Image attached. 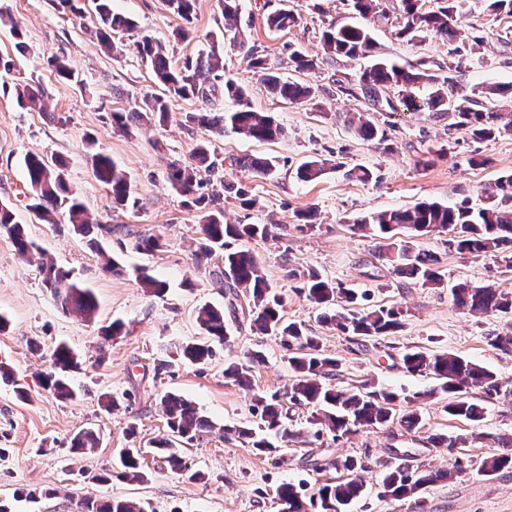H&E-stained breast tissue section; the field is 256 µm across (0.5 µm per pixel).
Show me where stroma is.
I'll return each mask as SVG.
<instances>
[{
    "label": "stroma",
    "instance_id": "35a3bbf8",
    "mask_svg": "<svg viewBox=\"0 0 512 512\" xmlns=\"http://www.w3.org/2000/svg\"><path fill=\"white\" fill-rule=\"evenodd\" d=\"M77 12L60 8L58 0H0L22 25L23 38L15 40L0 26V54L12 55L13 73H0V203L10 206L17 223L44 251L46 258L91 288L98 301L94 319L62 310L43 285L37 265L20 259L7 235L0 233V315L8 324L0 332V360L11 370L0 379V448L10 451L0 462V502L11 512H78L80 500L120 498L149 502L153 512H277L276 487L283 482L318 484L334 477V470L312 471L304 458L308 445L280 439L274 456L225 441L221 426L250 422L247 397L224 377V364L262 350L265 361L254 369L260 387L275 391L287 387L291 372L278 339L257 335L248 321L230 322V338L218 358L184 363L171 373L154 374V358L175 352L182 344L202 338L196 321L199 307H226L222 286L213 275L224 267L223 252L196 262L194 250L200 214L171 190L167 172L171 162L189 161L195 145L210 142L224 180L247 183L257 198L251 210L234 203L224 206L231 224H278L275 239L252 240L248 247L261 264L272 288L285 298V315L319 336L323 352L334 357L341 385L363 381L396 392L432 388L431 378L403 370L405 350L425 348L451 352L472 360L501 378L508 396L485 401L482 430L512 439V356L498 354L491 337L512 335V315L473 317L459 309L451 289L462 281L492 284L512 293V270L490 258L461 255L448 248L444 237L424 238L445 275L443 286L427 288L399 277L380 258L374 240L351 231L360 215L410 208L421 201L454 206L468 202L487 205L486 190L500 177L512 174V132L487 141H474L466 129L453 126L451 117L427 112H375L372 120L384 129L387 140L378 144L360 139L344 123L346 112L367 111L364 100L337 93L335 81L356 77L369 58L322 56L321 33L331 24L359 22L348 0H241L240 25L247 44L258 46L270 66L283 77L312 86L314 100L290 104L275 98L265 87L260 71L250 67L240 49H225L224 72L249 93L252 108L268 113L282 124L285 137L257 142L234 133L216 135L184 122L199 103L175 99L164 125H142L123 134L113 130L112 113L128 111L134 97L152 89L149 67L142 61L137 41L149 37L166 44L172 64H182L207 48L209 36L224 25L219 0H196L191 38L177 41L173 32L179 18L164 0H112L114 11L132 17L135 30L117 34L118 53L106 52L93 31L97 15L92 0H78ZM280 8L299 14L296 27L285 32L267 28L265 17ZM461 34L466 53L458 77L463 89L489 84L512 85V16H488L482 0H460ZM375 56L400 65L425 62L430 71L447 73L449 45L429 37L407 41L398 37L391 22L371 26ZM316 57L315 70L299 72L289 59L290 48ZM65 59L79 73L80 83L57 77L50 62ZM39 82L44 90L43 110L20 109L13 92L16 83ZM95 146H88V139ZM109 154L127 172L137 204L121 209L94 177L90 149ZM66 161L70 185L80 194L91 221L108 224L103 251L90 249L68 224H47L28 207L30 190L23 167L25 154ZM332 159L336 169L318 181L298 180V166L314 155ZM243 155L274 156L275 174L252 178L228 163ZM363 166L373 178L360 182L347 169ZM316 209L314 226L302 224L299 212ZM156 234L162 246L139 252L135 240ZM116 260L124 272H107V260ZM144 269L165 281L167 292L156 297L144 292L135 279ZM312 270L329 280L370 290L373 303L401 306L405 321L397 334L359 352L345 335L321 323L320 311L298 290L291 269ZM125 322L127 333L104 342L100 329L112 320ZM67 343L79 355L80 366L71 382L76 396L57 398L39 382L50 365L56 343ZM133 391L126 408L111 411L106 394ZM167 392L192 401L216 431L205 433L183 452L198 481L171 472L153 455L142 461L145 477L129 481L110 470L120 449L128 447V428L148 442L166 434L159 407ZM99 431L93 453H70V440L84 428ZM400 428L359 432L331 444L330 455L350 456L363 462L367 493L351 512H412L409 501L378 497V478L391 460L389 447H411ZM32 491L35 501H16L19 491ZM426 512H512V469L486 477L470 469L447 483L424 492Z\"/></svg>",
    "mask_w": 512,
    "mask_h": 512
}]
</instances>
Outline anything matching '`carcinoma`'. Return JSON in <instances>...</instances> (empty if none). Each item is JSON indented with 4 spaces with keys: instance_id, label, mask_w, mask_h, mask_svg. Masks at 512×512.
I'll list each match as a JSON object with an SVG mask.
<instances>
[{
    "instance_id": "obj_1",
    "label": "carcinoma",
    "mask_w": 512,
    "mask_h": 512,
    "mask_svg": "<svg viewBox=\"0 0 512 512\" xmlns=\"http://www.w3.org/2000/svg\"><path fill=\"white\" fill-rule=\"evenodd\" d=\"M112 0H94L98 18L97 38L113 47L112 35L129 32L136 28L134 21L112 10ZM421 0H353L354 10L365 19L389 20L395 14L398 34L409 40L429 36L452 42L459 35L457 0H442L435 10L424 11ZM168 10L184 23H191L196 0H165ZM239 0H224V29L212 39L209 50L187 60L177 68L170 63L166 46L153 39L138 44L139 54L151 69L154 82L162 86L163 93H144L134 99L129 112L112 113V124L127 129L140 122L165 123L169 119L168 102L171 99H197L204 107L185 115V122L196 124L217 135L226 131L244 135L257 141H271L283 133L265 112H257L248 103V93L231 79L224 80V94L236 102L230 112H213L208 108L214 82L221 79L224 71V52L220 46L229 44L246 49L249 64L265 71L264 80L270 92L288 102L311 99L310 86L284 79L268 66L258 48L245 47L237 18ZM299 16L291 10L281 9L266 16L265 23L271 30L287 31L298 24ZM325 54L350 59L369 56L374 40L369 29L361 25L344 24L329 28L322 34ZM429 85L423 96L416 95L418 85ZM394 89L397 101L382 98L384 91ZM336 90L347 96L361 97L375 112H395L402 106L412 112H431L442 116L447 111L457 118L456 125L467 128L473 139L487 141L503 130L512 129V112H500L479 102L477 96H512V86L490 87L486 91L467 93L458 87V81L448 74L438 76L423 67V63L397 66L378 60L360 71L354 83L336 80ZM18 107L31 109L42 105L43 92L28 82L15 85ZM348 123L359 137L386 140L380 129L362 112L348 118ZM231 164L247 171L254 177L266 178L277 170L275 157L242 156ZM28 186L32 194L30 209L39 219L53 224L59 214L67 219L74 234L88 239L92 247L99 245L98 236L112 232V228L94 224L87 215L79 194L70 187L65 173V163L50 162L44 157L28 153L23 157ZM331 160L312 156L297 169V177L305 182L322 178ZM91 167L96 180L112 193L114 203L121 207L136 205L127 173L112 157L94 152ZM216 162L212 158L210 144L202 142L192 150V161L173 162L169 166L168 179L171 188L185 198V203L201 212L196 234L195 256L201 260L216 250H224V271L216 278L224 287L228 309L238 314L243 307L240 292L252 301L250 325L264 336H274L288 351V364L293 377L282 391L268 392L254 380L253 368L263 361L261 352L248 353L246 361H230L224 365V378L241 387L248 394L249 411L258 420L257 428L229 426L224 428V439H238L256 453L272 455L280 451L269 440L268 434H285V421L295 406L312 408L308 423L312 426L310 438L304 444H315L329 436L333 439L348 437L364 429H384L399 425L402 435L422 433L423 415L418 404L440 393L448 395L444 406L448 415L470 422L477 427L484 420V408L471 401L468 395L478 390L492 398L502 393V383L496 374L483 366L453 353H430L411 350L402 356L407 372L429 375L439 386L423 392L397 394L387 389H377L365 381L352 388L335 383L338 364L324 353L319 337L309 334L302 324L289 321L284 314V297L273 291L262 266L248 248H231L233 240H266L277 236L276 224H228L224 222V199L232 198L243 209L256 204L248 186L219 181L222 191L212 188ZM490 196L500 198L497 204L475 209L467 204L448 206L437 202H421L406 210H387L362 216L355 220L352 229L378 241L381 258L392 263L393 271L423 286L437 288L444 283V274L437 266L438 260L419 244L418 238L426 234L448 236V247L459 254L474 257H490L512 268V174L503 176L492 187ZM408 230L406 238L397 236V230ZM0 232L12 240L18 255L27 261L39 262L45 287L60 307L91 319L98 305L93 292L69 281V274L54 264L43 261V252L30 241L22 225L15 221L12 210L0 204ZM300 280L298 289L307 299L325 310L322 320L336 326L342 334L356 344L365 345L381 337L392 336L404 326L403 310L398 306H363L365 293L348 288L341 283L323 278L314 272L291 273ZM137 281L148 292L160 297L166 286L143 271ZM453 302L468 313L481 315H512V294L505 293L492 284L472 285L459 283L452 288ZM197 322L212 341L222 345L228 335L224 311L204 305L197 311ZM214 356V347L206 343H187L182 347L183 359L191 363H205ZM78 367L76 354L65 344L58 345L51 356L50 369L43 374L44 386L57 397L67 400L74 396L68 374ZM161 407L169 435L154 441L153 452L159 455L170 469L191 480L201 479L198 472H190L191 466L177 448V443L187 444L203 432L214 429V424L196 406L181 395L169 392L160 397ZM491 438L485 432L469 435H429L428 443L448 452V462L442 467H425L416 463V457L408 448H392L394 462L387 465L379 481L378 496L383 499L414 501L415 508L425 509L420 493L440 482H449L459 473L454 449L467 448L477 441ZM100 437L93 429L76 433L71 440V451L83 454L98 447ZM142 449L125 448L120 454L123 471L120 476L129 480L144 477L141 471ZM308 462L315 471L326 467L336 470V481L322 483L308 493L303 482H284L276 489L278 512H348L349 506L361 498L366 486L361 472L364 466L354 458L328 460L308 455ZM484 475H494L505 468H512V453L506 451L485 457L480 461L469 460ZM79 512H151L144 503L125 499H85L78 505Z\"/></svg>"
}]
</instances>
